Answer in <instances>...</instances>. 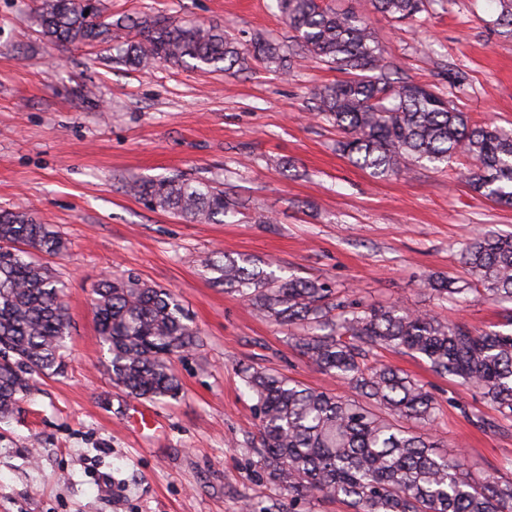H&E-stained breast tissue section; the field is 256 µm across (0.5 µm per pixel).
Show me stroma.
<instances>
[{"label": "stroma", "instance_id": "35a3bbf8", "mask_svg": "<svg viewBox=\"0 0 512 512\" xmlns=\"http://www.w3.org/2000/svg\"><path fill=\"white\" fill-rule=\"evenodd\" d=\"M113 18L144 14L219 24L241 40L290 41L275 0H104ZM35 0H0V209L22 206L66 241L51 265L65 285V367L38 376L0 418V512H278L286 499L257 466L255 400L242 366L273 370L330 393L346 384L311 366L285 327L216 282V254L319 279L362 306L397 304L475 328L505 306L449 302L428 277L466 276L462 251L480 232H512V208L472 192L464 157L442 170L376 178L336 150L339 131L314 117L315 91L336 81L304 60L288 74L263 65L228 77L163 63L135 71L112 46L42 40ZM494 0H439L420 22L372 13L400 78L432 86L473 123L512 130V36ZM180 174L231 184L233 224L188 221L153 208L135 182ZM270 216L253 221L255 211ZM138 274L171 289L202 334L172 360L182 390L154 403L112 381L97 334L95 290ZM380 361L438 400L432 432L477 472L503 475L512 421L419 358ZM150 407L157 426L133 428Z\"/></svg>", "mask_w": 512, "mask_h": 512}]
</instances>
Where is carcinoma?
I'll use <instances>...</instances> for the list:
<instances>
[{
    "label": "carcinoma",
    "instance_id": "obj_1",
    "mask_svg": "<svg viewBox=\"0 0 512 512\" xmlns=\"http://www.w3.org/2000/svg\"><path fill=\"white\" fill-rule=\"evenodd\" d=\"M496 24L512 33V0H495ZM430 0H371L374 11L417 22ZM295 32V46L262 36L241 42L218 24H191L144 15L132 20L136 37L116 46L114 61L135 69L187 60L207 72L235 75L251 61L284 74L294 62L315 58L342 74L314 93L317 116L342 134L336 149L379 178L465 155L467 186L512 206V132L469 124L466 113L438 92L397 77L369 16L336 10L321 0H276ZM39 33L71 46L112 42L125 19L102 20L100 0H37ZM155 208L193 221L226 223L238 203L224 187L180 175L136 185ZM65 242L20 209L0 211V417L13 412L35 374L61 370L60 350L69 329L65 285L42 257ZM470 279L427 287L448 300L483 292L512 302V233H487L464 248ZM218 283L270 320L293 329V347L318 369L346 383L349 398L309 387L281 373L240 371L256 399L258 465L288 495V512L320 494L351 512H512V477H482L464 458L441 454L430 426L434 396L404 372L377 360L386 349L420 356L437 374L481 394L512 420V332L473 330L395 305L365 309L329 284L284 278L247 258L217 261ZM99 336L107 346L113 380L134 397L174 398L180 384L171 359L199 342L175 295L136 274L105 278L96 289Z\"/></svg>",
    "mask_w": 512,
    "mask_h": 512
}]
</instances>
